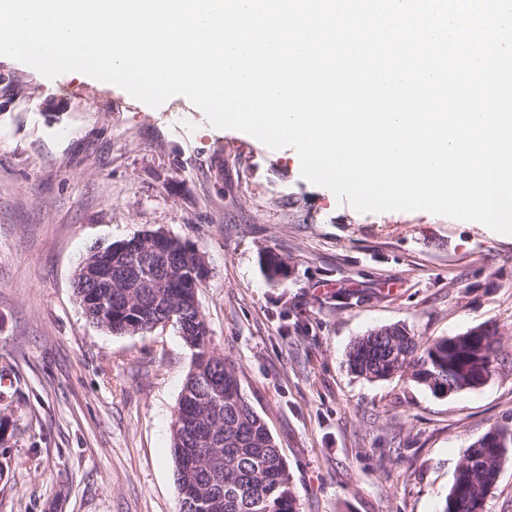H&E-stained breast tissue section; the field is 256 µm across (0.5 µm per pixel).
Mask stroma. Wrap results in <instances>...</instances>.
Instances as JSON below:
<instances>
[{"label": "stroma", "mask_w": 512, "mask_h": 512, "mask_svg": "<svg viewBox=\"0 0 512 512\" xmlns=\"http://www.w3.org/2000/svg\"><path fill=\"white\" fill-rule=\"evenodd\" d=\"M164 229L201 253L214 350L288 465L297 512H441L468 448L512 432V235L426 211L361 213L293 148L77 72L0 57V512H180L172 419L193 365L173 325L84 316L93 247ZM274 252L288 276L267 279ZM497 325L492 378L437 394L354 374L353 341Z\"/></svg>", "instance_id": "obj_1"}]
</instances>
